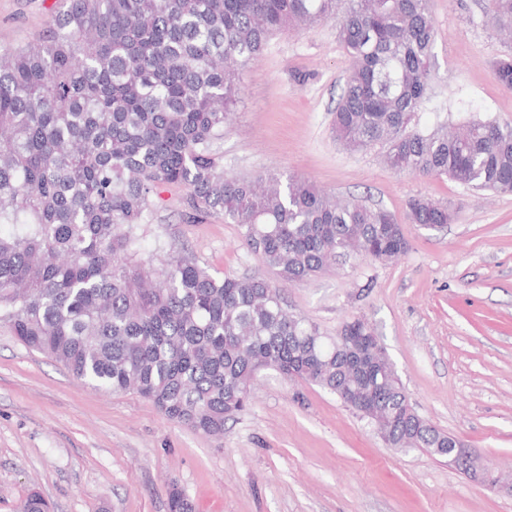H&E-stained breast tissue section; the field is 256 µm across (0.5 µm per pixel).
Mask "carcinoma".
<instances>
[{"label": "carcinoma", "mask_w": 512, "mask_h": 512, "mask_svg": "<svg viewBox=\"0 0 512 512\" xmlns=\"http://www.w3.org/2000/svg\"><path fill=\"white\" fill-rule=\"evenodd\" d=\"M332 21L350 65L332 132L347 150L380 148L391 168L512 193V126L472 119L419 127L440 32L430 0H62L39 37L0 48V318L29 349L77 379L134 391L168 419L209 435L251 401L272 369L368 403L392 448L448 447L413 414L396 371L351 374L340 337L360 352L362 319L336 336L288 312L283 286L216 277L182 252L157 275L134 260L139 227L162 186L187 189L186 220L221 212L284 283L338 257L390 262L407 240L387 210L277 172L224 175L215 145L240 93L239 74L269 38ZM482 25L512 34V0H486ZM512 90V54L495 63ZM410 224H450L447 204L407 203ZM169 512H192L179 489Z\"/></svg>", "instance_id": "cac0c4a2"}]
</instances>
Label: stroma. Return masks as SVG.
Segmentation results:
<instances>
[{"label": "stroma", "instance_id": "35a3bbf8", "mask_svg": "<svg viewBox=\"0 0 512 512\" xmlns=\"http://www.w3.org/2000/svg\"><path fill=\"white\" fill-rule=\"evenodd\" d=\"M483 0H431L440 31L420 123L491 118L512 126V90L493 64L512 46L480 23ZM58 0H0V47L44 29ZM349 61L333 22L273 36L240 74L241 94L219 143L224 172L274 171L391 212L408 250L380 263L333 264L284 288L288 309L335 335L369 323L419 414L464 440L493 474H512V194L401 174L379 150L346 151L333 110ZM425 195L453 223L410 224ZM187 192H161L140 228L138 261L160 266L185 249L216 276L271 278L239 225L214 214L186 222ZM178 486L194 512H512V493L470 480L446 458L390 448L327 390L272 371L220 437L168 420L133 392L82 384L25 347L0 320V512L30 491L50 512H169Z\"/></svg>", "mask_w": 512, "mask_h": 512}]
</instances>
